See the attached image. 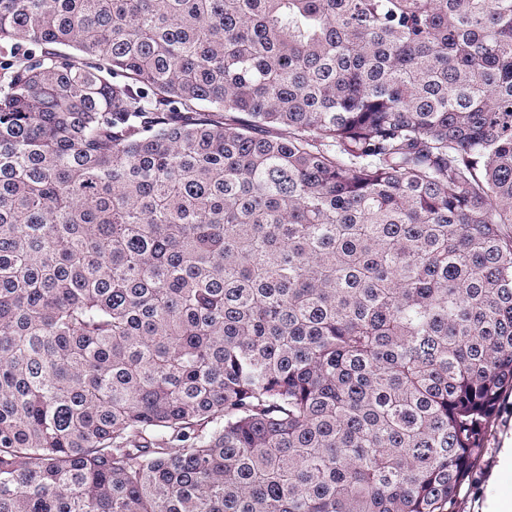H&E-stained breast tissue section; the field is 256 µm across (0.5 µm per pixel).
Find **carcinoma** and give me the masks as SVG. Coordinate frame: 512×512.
Instances as JSON below:
<instances>
[{"instance_id": "carcinoma-1", "label": "carcinoma", "mask_w": 512, "mask_h": 512, "mask_svg": "<svg viewBox=\"0 0 512 512\" xmlns=\"http://www.w3.org/2000/svg\"><path fill=\"white\" fill-rule=\"evenodd\" d=\"M512 390V0H0V512H452Z\"/></svg>"}]
</instances>
